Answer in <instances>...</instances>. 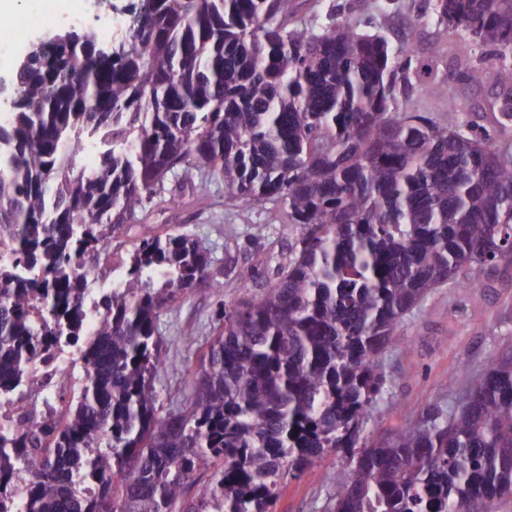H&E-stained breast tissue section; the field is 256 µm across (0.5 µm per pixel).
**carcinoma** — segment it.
I'll use <instances>...</instances> for the list:
<instances>
[{
  "instance_id": "carcinoma-1",
  "label": "carcinoma",
  "mask_w": 512,
  "mask_h": 512,
  "mask_svg": "<svg viewBox=\"0 0 512 512\" xmlns=\"http://www.w3.org/2000/svg\"><path fill=\"white\" fill-rule=\"evenodd\" d=\"M438 33L495 49L512 81V0H428ZM296 0H136L133 25L43 43L0 95V409L47 349L79 351L60 416L0 424V512H273L285 477L340 449L326 512H482L512 497V361L462 402L361 442L379 357L433 288L512 264V163L448 101L406 110L386 36ZM92 145L95 164H80ZM211 168L224 198L277 200L299 235L276 280L223 310L191 396L162 416L160 313L209 280L187 234L148 232L90 309L101 253L165 177ZM213 481L187 497L190 479Z\"/></svg>"
}]
</instances>
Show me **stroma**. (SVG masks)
<instances>
[{"label":"stroma","mask_w":512,"mask_h":512,"mask_svg":"<svg viewBox=\"0 0 512 512\" xmlns=\"http://www.w3.org/2000/svg\"><path fill=\"white\" fill-rule=\"evenodd\" d=\"M300 2V18L310 21L333 10L362 31L384 34L393 47L404 49L411 58L412 83L404 92L409 109L439 124L448 122V97L479 118L502 90L495 82L463 80L458 47L464 38L454 31L447 38L438 37L427 0H392L385 11L379 7L381 0ZM442 86L447 87V96L439 95ZM200 183L207 186L205 201L170 207L155 200L144 211L157 232L188 234L210 251L223 282L219 289L198 285L160 315L162 354L153 384L163 414L185 403L184 370L198 363L212 341L220 305H235L247 295L253 269L273 274L298 232L281 202L246 207L225 200L223 181L207 168L167 175L165 192L178 194ZM477 283L466 293L455 283L442 284L404 316L381 360L387 387L365 421L364 438L394 432L429 406H454L469 378L483 374L494 359L512 351V266L482 269ZM346 464L345 452L338 451L300 478L286 480L275 512H324L335 491L328 477Z\"/></svg>","instance_id":"stroma-1"}]
</instances>
